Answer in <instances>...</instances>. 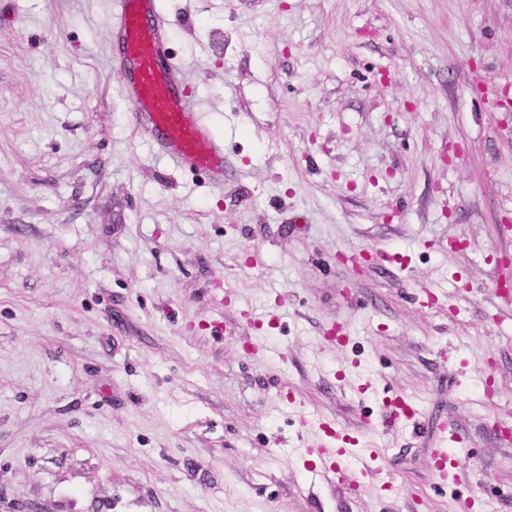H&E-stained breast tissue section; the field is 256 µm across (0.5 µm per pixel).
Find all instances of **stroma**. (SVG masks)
Instances as JSON below:
<instances>
[{
  "label": "stroma",
  "instance_id": "35a3bbf8",
  "mask_svg": "<svg viewBox=\"0 0 512 512\" xmlns=\"http://www.w3.org/2000/svg\"><path fill=\"white\" fill-rule=\"evenodd\" d=\"M111 8L0 0V512H512V0H156L220 191L133 131ZM316 427L317 438L309 444L308 448H305V454L317 459L319 467L315 465L310 471L321 480L346 482L351 490H357L360 485L345 464L355 455V448H346L343 445L336 447V441L341 440L343 444L352 446L359 441L349 435L341 437L330 422H319Z\"/></svg>",
  "mask_w": 512,
  "mask_h": 512
}]
</instances>
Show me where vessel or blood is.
Masks as SVG:
<instances>
[{"mask_svg":"<svg viewBox=\"0 0 512 512\" xmlns=\"http://www.w3.org/2000/svg\"><path fill=\"white\" fill-rule=\"evenodd\" d=\"M110 26L118 47L119 92L131 105L132 126L149 138L155 152L182 169L205 172L212 185L223 187L224 142L181 84L168 54V24L158 15L155 0H114ZM317 430L305 450L318 461L314 474L358 489L346 465L355 454L356 438L340 435L329 422L318 423Z\"/></svg>","mask_w":512,"mask_h":512,"instance_id":"b4317fda","label":"vessel or blood"}]
</instances>
